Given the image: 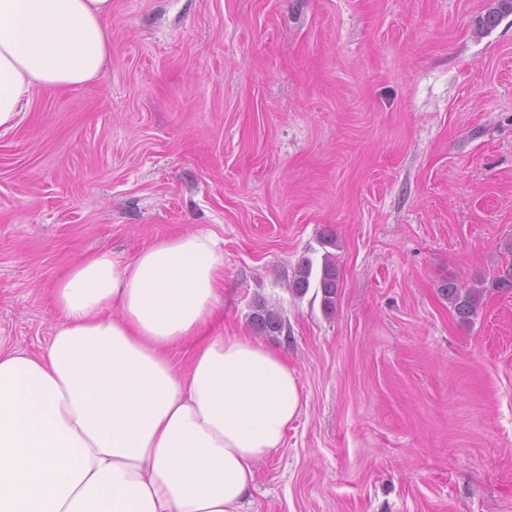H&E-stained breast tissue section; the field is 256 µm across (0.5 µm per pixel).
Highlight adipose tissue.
<instances>
[{
	"label": "adipose tissue",
	"mask_w": 512,
	"mask_h": 512,
	"mask_svg": "<svg viewBox=\"0 0 512 512\" xmlns=\"http://www.w3.org/2000/svg\"><path fill=\"white\" fill-rule=\"evenodd\" d=\"M111 13L112 0H0V131L36 88L98 76ZM223 299L208 232L74 262L46 346L0 341V512H242L304 402L280 354L225 335Z\"/></svg>",
	"instance_id": "obj_1"
}]
</instances>
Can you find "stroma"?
Segmentation results:
<instances>
[{"label":"stroma","mask_w":512,"mask_h":512,"mask_svg":"<svg viewBox=\"0 0 512 512\" xmlns=\"http://www.w3.org/2000/svg\"><path fill=\"white\" fill-rule=\"evenodd\" d=\"M491 0H112L99 77L0 134V339L39 351L81 257L187 231L224 251V332L304 408L245 512H512V14ZM335 238L326 248L323 241ZM333 252L335 313L289 283ZM288 322L251 324L258 298ZM489 290L512 292V264L506 266L498 276L492 279L489 288L463 285L452 281L446 282L440 288L441 295L448 300V304L462 323H470L474 317L478 316L483 298Z\"/></svg>","instance_id":"stroma-1"}]
</instances>
